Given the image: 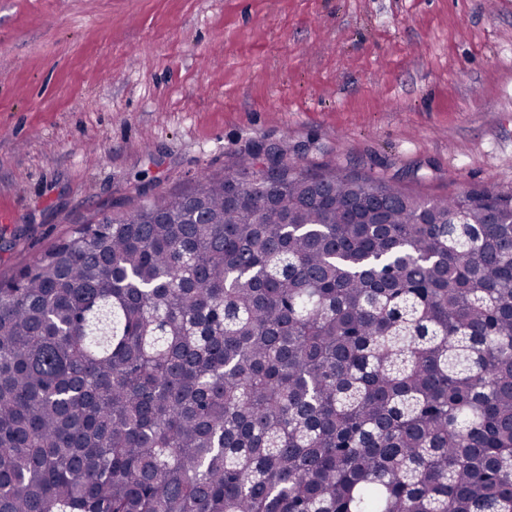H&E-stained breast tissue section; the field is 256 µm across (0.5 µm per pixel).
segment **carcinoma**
<instances>
[{
	"label": "carcinoma",
	"instance_id": "obj_1",
	"mask_svg": "<svg viewBox=\"0 0 512 512\" xmlns=\"http://www.w3.org/2000/svg\"><path fill=\"white\" fill-rule=\"evenodd\" d=\"M258 159L0 283V512H512V193Z\"/></svg>",
	"mask_w": 512,
	"mask_h": 512
}]
</instances>
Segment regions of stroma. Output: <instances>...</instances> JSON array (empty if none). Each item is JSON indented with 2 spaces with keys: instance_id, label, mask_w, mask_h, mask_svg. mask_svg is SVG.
Here are the masks:
<instances>
[{
  "instance_id": "1",
  "label": "stroma",
  "mask_w": 512,
  "mask_h": 512,
  "mask_svg": "<svg viewBox=\"0 0 512 512\" xmlns=\"http://www.w3.org/2000/svg\"><path fill=\"white\" fill-rule=\"evenodd\" d=\"M266 145L512 192V0H0V281Z\"/></svg>"
}]
</instances>
